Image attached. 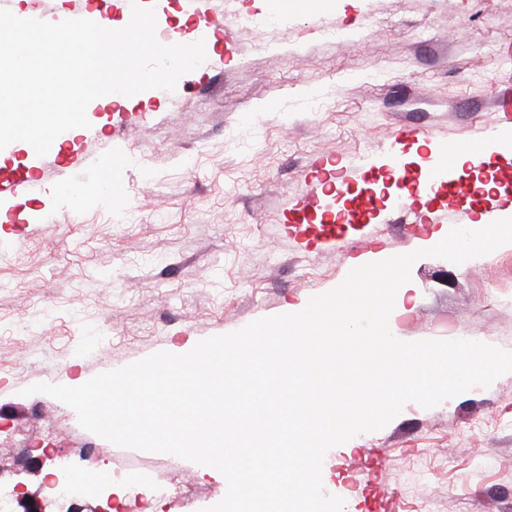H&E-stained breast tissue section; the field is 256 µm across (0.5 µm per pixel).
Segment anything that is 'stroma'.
<instances>
[{"label":"stroma","instance_id":"stroma-1","mask_svg":"<svg viewBox=\"0 0 512 512\" xmlns=\"http://www.w3.org/2000/svg\"><path fill=\"white\" fill-rule=\"evenodd\" d=\"M221 29L206 60L172 97L146 90L88 112L79 140L118 164L115 202L77 206L58 188H96L100 171L55 153L53 169L13 143L0 150V502L18 498L66 512L51 473L84 449L107 476L83 512H111V475L137 478L120 512H203L225 495L219 477L166 453L114 445L36 383L71 385L151 354H183L205 338L287 313L337 287L350 259L415 251L421 224H372L342 243L295 236L283 212L311 176L324 185L357 155L381 160L396 129L411 178L432 143L470 141L512 125V0H326L280 29L245 26L262 0H207ZM348 41H326L325 27ZM40 175L38 193L4 191ZM470 179L502 186L470 197V218L512 209V156L493 154ZM412 313L394 317L400 340L477 339L512 352V247L466 264L414 262ZM326 494L343 512H512V373L426 409L406 403L383 429L328 451Z\"/></svg>","mask_w":512,"mask_h":512}]
</instances>
